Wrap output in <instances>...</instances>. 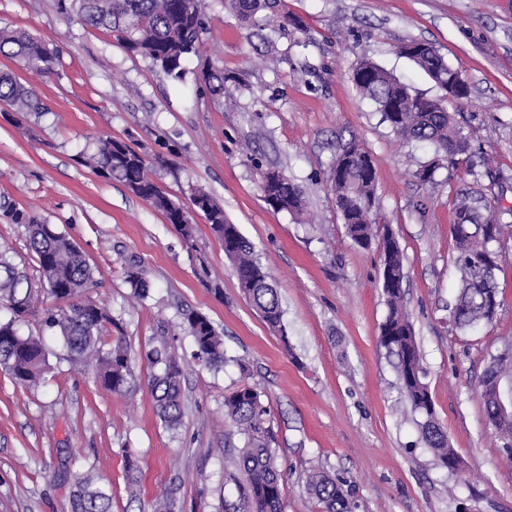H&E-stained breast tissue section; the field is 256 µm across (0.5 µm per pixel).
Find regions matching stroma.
<instances>
[{
	"label": "stroma",
	"instance_id": "1",
	"mask_svg": "<svg viewBox=\"0 0 512 512\" xmlns=\"http://www.w3.org/2000/svg\"><path fill=\"white\" fill-rule=\"evenodd\" d=\"M282 3L296 20L285 31L241 20L229 0H204L201 52L174 83L110 33L65 20L56 0H0V28L51 41L60 55L49 76L0 57V72L18 74L49 107L39 118L0 112V200L55 224L84 253L99 282L89 297L114 319L102 340L124 337L135 381L120 396L65 362L32 388L0 371V512H71L75 485L89 475L111 493L112 512H152L166 491L176 512H233L238 489L225 460L243 439L224 422V396L243 382L270 410L282 512H321L305 487L314 468L344 481L352 512H512V459L480 387L492 358L512 345V263L497 273L491 324L461 331L449 316L459 284L456 202L512 211V0ZM410 40L429 43L462 74L470 95L447 109L477 131L468 165L439 169L426 184L414 172L433 147L394 141L351 78L366 58L442 98L399 54ZM206 72L227 75L223 92L205 86ZM106 136L144 155L171 198L186 204L201 189L223 205L276 283L287 339L243 297L203 216L193 215L185 243L121 182L77 164ZM352 138L375 160L379 212L404 252L406 307L455 472L435 466L379 342L388 314L380 256L351 242L336 208L329 167ZM268 170L298 187L304 216L266 203ZM133 260L151 285L142 302L126 281ZM187 308L223 334L222 367L194 362L180 327ZM154 350L185 366L175 430L163 426L150 391Z\"/></svg>",
	"mask_w": 512,
	"mask_h": 512
}]
</instances>
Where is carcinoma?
<instances>
[{"instance_id":"1","label":"carcinoma","mask_w":512,"mask_h":512,"mask_svg":"<svg viewBox=\"0 0 512 512\" xmlns=\"http://www.w3.org/2000/svg\"><path fill=\"white\" fill-rule=\"evenodd\" d=\"M241 16H254L265 11L279 20L290 22L282 11L281 0H231ZM58 9L68 20H77L96 29L112 33L128 52L151 62L168 79L181 82L187 73L190 56L199 53L206 31L201 0H58ZM422 42L411 40L399 47V54L413 61L442 90L458 81L457 70L436 51H417ZM0 55L21 63L41 75L55 73L59 49L53 44L31 37L24 31L0 29ZM370 71L357 68L352 81L361 96L376 106L381 122L400 142H428L434 146V159L415 172L422 182L432 181L439 169L435 159L448 157L453 168L459 158L472 154L470 135L463 133L455 115L435 110V100L427 99L376 63ZM0 102L26 116L48 111L46 104L11 72L0 74ZM78 163L91 168L108 180L122 182L135 196L162 213L183 236L192 241L193 225L173 209L167 193L150 177L145 158L122 140L106 137L95 150L78 155ZM336 157L329 168V182L345 224L347 236L355 244L360 240L378 241L382 267L398 274L405 272V258L396 240L386 237L389 225L376 220L377 170L361 164L339 167ZM202 203L219 216L212 232L224 244V255L232 262L238 288L259 312L270 329L287 341L281 301L271 277L255 255L254 247L227 222L224 208L208 193L199 192ZM279 210L300 213L304 200L299 189L284 176H279L275 190ZM15 224L26 226L30 250L40 274L39 283L31 278L8 255L0 250V307L10 317L0 320V369L23 386L34 385L52 370L48 351L40 337L20 334L21 324L41 316V323L54 331L66 352L72 368L89 363L96 366V379L103 389L116 394L132 392V370L127 347L117 340L104 348L101 332L112 323L106 308L82 300L85 292L96 285L94 271L77 245L53 224L16 208L9 202L0 207ZM451 235L455 243L454 263L460 275V288L450 313L458 329L489 324L492 317L486 296L499 292L496 273L512 255L500 247L502 232L508 228L492 215H484L466 200L457 203ZM133 296L143 300L149 295V284L137 265L126 275ZM387 298L388 315L380 329V344L395 360L402 389L411 410L424 418L421 435L431 448L436 465L448 468L456 459L448 440V432L436 420L433 401L425 382L427 372L416 342L413 327L403 301L402 282L394 286L382 284ZM46 294L60 304L57 309L39 311L40 296ZM181 327L192 338L193 357L199 365L217 369L225 362L224 339L210 319L199 311L185 309ZM152 364H163L151 379V390L165 427L180 426L183 414V366L173 356L154 354ZM490 378L512 379V352L498 356L487 368ZM269 410L261 395L248 383L239 385L224 396V416L243 435L244 443L232 461L244 476L239 486V512H282L284 482L271 448L270 431L265 427ZM308 493L322 506L323 512H351V504L336 478L317 469L306 479ZM112 495L86 478L77 483L72 496V512H110Z\"/></svg>"}]
</instances>
